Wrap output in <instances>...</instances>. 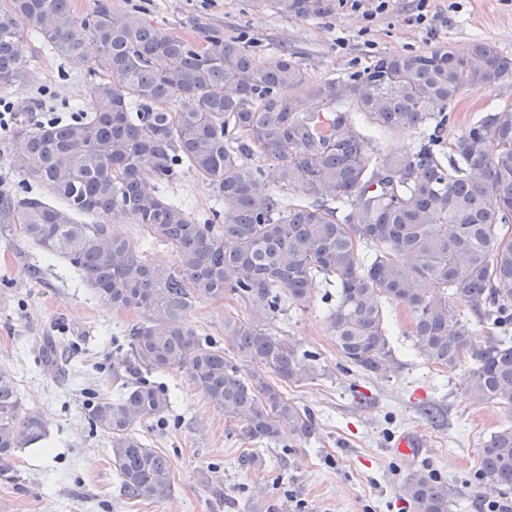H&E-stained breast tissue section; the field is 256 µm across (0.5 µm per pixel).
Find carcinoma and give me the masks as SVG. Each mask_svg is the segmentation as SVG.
Instances as JSON below:
<instances>
[{
  "label": "carcinoma",
  "instance_id": "1",
  "mask_svg": "<svg viewBox=\"0 0 512 512\" xmlns=\"http://www.w3.org/2000/svg\"><path fill=\"white\" fill-rule=\"evenodd\" d=\"M283 6L324 17L336 0ZM197 28L201 40L184 38L139 6L118 12L109 0L83 14L71 0L0 4L1 85L24 80L30 61L20 44L29 36L93 76L94 112L19 118L17 175L44 192L0 198V215L112 306L142 316L113 368L125 373L120 395L88 405L125 496L159 500L172 487L168 457L136 433L170 407L152 373L184 375L248 441H275L285 427L300 442L312 436L311 414L278 383L308 379L313 358L268 324L287 303L307 305L321 276L336 281L327 320L347 363L376 377L397 367L382 314L383 302H395L413 317L421 357L448 370L470 357L469 398L512 411V237L499 231L512 223V109L479 113L450 144L442 136L463 89L512 86V57L483 40L462 53L439 42L313 81L292 53L260 58L220 26ZM174 90L180 108L170 106ZM355 112L380 130L425 134L408 152L384 155ZM187 169L218 201L205 224L159 192ZM269 173L309 201L288 203L266 187ZM84 215L97 221L78 220ZM125 215L142 224L143 242L119 231ZM155 242L175 254L168 271L147 257ZM224 296L248 310L224 318V343L250 356L247 372L191 322L199 299ZM471 314L491 326L480 341ZM44 434L41 415L24 410L14 375L1 368L0 471ZM480 458L477 478L494 512H512V425L490 435ZM403 491L415 512H451L448 484L431 474L411 473Z\"/></svg>",
  "mask_w": 512,
  "mask_h": 512
}]
</instances>
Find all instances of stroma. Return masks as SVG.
<instances>
[{"instance_id":"stroma-1","label":"stroma","mask_w":512,"mask_h":512,"mask_svg":"<svg viewBox=\"0 0 512 512\" xmlns=\"http://www.w3.org/2000/svg\"><path fill=\"white\" fill-rule=\"evenodd\" d=\"M122 12L138 4L147 19L194 38L192 21L204 17L225 35L241 38L264 57L288 48L312 79L343 75L370 65L380 54L422 51L439 42L466 50L477 39L512 56V0H390L387 12L372 0L351 9L338 0L335 13L301 19L276 0H110ZM424 23H414L418 12ZM23 50L32 64L20 86L0 85V99L35 104L42 119L90 112L89 78L54 56L38 38ZM512 109V87L465 90L451 107L443 137L453 141L487 107ZM22 146L0 135V194L40 191L35 179L19 181L13 161ZM184 201L193 220L210 217L209 187L185 173L168 190ZM63 260L45 255L21 232L0 233V367L15 376L26 410L39 413L45 435L18 449L0 473V512H413L403 485L415 471L432 472L448 485L453 512H487L475 473L483 443L512 412L473 404L464 393L467 367L448 371L412 351L411 317L388 304L384 319L399 369L375 377L351 367L336 347L327 322L336 289L320 282L304 307L285 305L270 324L273 334L315 355L314 375L284 387L311 413L316 431L306 442L281 435L277 442H247L240 425L205 400L178 373L157 376L173 404L163 422L140 427L144 442L167 455L174 480L157 501L129 499L119 490L107 435L93 427L91 394L117 395L112 367L122 357L125 331L137 313L112 307ZM236 300L203 299L191 321L202 337L224 340V318L245 315ZM70 346L67 377L45 364L46 337ZM439 419L429 420L427 406ZM417 433L424 447L395 453L398 438ZM255 456L257 466L246 463Z\"/></svg>"}]
</instances>
